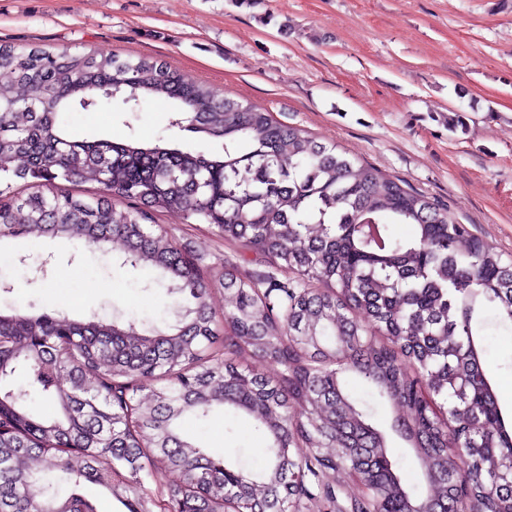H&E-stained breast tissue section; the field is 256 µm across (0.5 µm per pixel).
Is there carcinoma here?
<instances>
[{"mask_svg":"<svg viewBox=\"0 0 512 512\" xmlns=\"http://www.w3.org/2000/svg\"><path fill=\"white\" fill-rule=\"evenodd\" d=\"M152 99L171 103L170 126L204 133L221 151L78 139L58 121L103 100L138 112ZM1 173L32 186L24 196L0 190V236L117 247L121 266L159 271L182 303L175 322L143 331L94 315L0 314V512H31L33 487L54 471L71 492L48 497L51 512H98L82 483L110 490L124 466L141 488L161 470L180 474L153 500L157 512H290L313 496L310 476L330 506L341 471L358 473L364 497L386 512H404L419 498L336 364L412 415L414 431L396 432L442 505L457 492L452 452L467 475L462 490L484 512H512V423L473 332L478 309L512 323V264L448 206L161 60L2 44ZM86 178L102 185L88 200L60 184ZM119 199L139 206L120 209ZM160 209L216 226L241 258L275 272L224 269L218 319L196 260L151 224ZM398 224L411 235L395 237ZM274 291L285 299L279 312ZM246 351L282 370L241 366ZM33 393L56 413L38 416ZM221 410L266 436L248 467L214 458L185 431ZM298 444L306 455L285 453Z\"/></svg>","mask_w":512,"mask_h":512,"instance_id":"carcinoma-1","label":"carcinoma"}]
</instances>
